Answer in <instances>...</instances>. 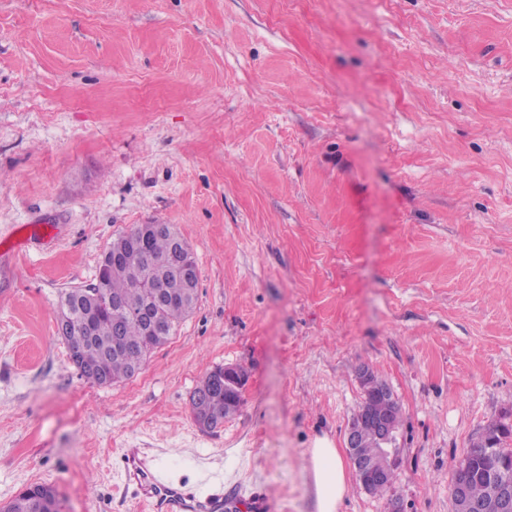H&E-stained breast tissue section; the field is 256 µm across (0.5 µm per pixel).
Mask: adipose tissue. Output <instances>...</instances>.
Listing matches in <instances>:
<instances>
[{"mask_svg": "<svg viewBox=\"0 0 512 512\" xmlns=\"http://www.w3.org/2000/svg\"><path fill=\"white\" fill-rule=\"evenodd\" d=\"M318 512H338L348 490L349 470L332 441L315 439L309 450Z\"/></svg>", "mask_w": 512, "mask_h": 512, "instance_id": "adipose-tissue-1", "label": "adipose tissue"}]
</instances>
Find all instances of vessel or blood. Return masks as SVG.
Returning a JSON list of instances; mask_svg holds the SVG:
<instances>
[{
    "label": "vessel or blood",
    "mask_w": 512,
    "mask_h": 512,
    "mask_svg": "<svg viewBox=\"0 0 512 512\" xmlns=\"http://www.w3.org/2000/svg\"><path fill=\"white\" fill-rule=\"evenodd\" d=\"M123 467L135 492L150 500L155 512H273L274 503L264 491L256 490L245 502L227 497L223 483H216L203 494L164 479L152 459L137 448L127 449Z\"/></svg>",
    "instance_id": "obj_1"
}]
</instances>
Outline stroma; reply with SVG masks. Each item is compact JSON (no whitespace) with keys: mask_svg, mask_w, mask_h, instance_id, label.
Returning a JSON list of instances; mask_svg holds the SVG:
<instances>
[{"mask_svg":"<svg viewBox=\"0 0 512 512\" xmlns=\"http://www.w3.org/2000/svg\"><path fill=\"white\" fill-rule=\"evenodd\" d=\"M170 224L193 312L134 377H81L62 291ZM0 506L148 512L125 449L175 483L316 512L308 450L345 448L362 370L402 423L392 488L340 512H454L453 472L512 426V0H0ZM245 367L216 429L200 381ZM6 509V510H5ZM61 504L54 488L49 484L31 485L21 491L1 512H61Z\"/></svg>","mask_w":512,"mask_h":512,"instance_id":"stroma-1","label":"stroma"}]
</instances>
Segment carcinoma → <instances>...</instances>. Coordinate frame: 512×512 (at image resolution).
I'll return each instance as SVG.
<instances>
[{"mask_svg": "<svg viewBox=\"0 0 512 512\" xmlns=\"http://www.w3.org/2000/svg\"><path fill=\"white\" fill-rule=\"evenodd\" d=\"M174 228L166 224L148 242V252L163 262L151 264L139 248V226L120 234L108 248L109 257L100 261L95 288L98 297L91 301L84 289L71 288L62 292L59 312L71 311L81 315L91 325L92 335L77 342L82 359L80 376L97 385H112L126 380L142 369L155 349L165 344L176 327L194 309L195 303L178 287L179 272L176 263L169 260L172 252ZM168 286L166 296L154 307L159 332L148 333L141 322L116 314L112 304L117 301L140 304L144 298L138 286L147 282ZM200 386L210 393V409L214 429L239 411L243 397L224 384L210 383L205 376ZM492 488L483 475L478 474L470 488L471 498L489 499ZM61 504L49 484L28 487L16 495L0 512H60Z\"/></svg>", "mask_w": 512, "mask_h": 512, "instance_id": "carcinoma-1", "label": "carcinoma"}]
</instances>
